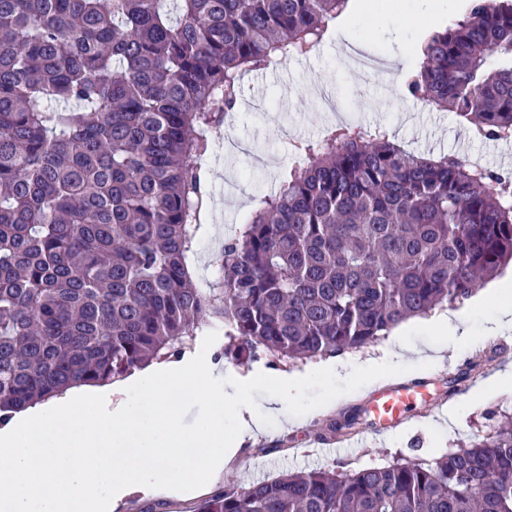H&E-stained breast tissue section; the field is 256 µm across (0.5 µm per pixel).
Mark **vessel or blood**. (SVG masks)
Returning a JSON list of instances; mask_svg holds the SVG:
<instances>
[{
	"label": "vessel or blood",
	"instance_id": "b4317fda",
	"mask_svg": "<svg viewBox=\"0 0 512 512\" xmlns=\"http://www.w3.org/2000/svg\"><path fill=\"white\" fill-rule=\"evenodd\" d=\"M429 380L404 381L375 389L365 404L370 417V431L384 436L406 421V412L416 401L428 400Z\"/></svg>",
	"mask_w": 512,
	"mask_h": 512
}]
</instances>
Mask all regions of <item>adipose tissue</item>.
Segmentation results:
<instances>
[{
    "label": "adipose tissue",
    "mask_w": 512,
    "mask_h": 512,
    "mask_svg": "<svg viewBox=\"0 0 512 512\" xmlns=\"http://www.w3.org/2000/svg\"><path fill=\"white\" fill-rule=\"evenodd\" d=\"M482 302L475 296L467 307L434 313L421 324L448 332L455 344L475 343L469 311ZM308 377H267L272 394L258 407L219 365L161 362L112 385L75 387L22 409L0 427V512H115L137 491H199L223 478L239 446L262 434L268 419L301 422L285 403ZM186 390L207 407L189 426L175 400ZM140 403L148 413H136ZM131 435L134 457L120 458L116 451ZM191 446L207 451L202 469L187 463Z\"/></svg>",
    "instance_id": "ef3b65f1"
}]
</instances>
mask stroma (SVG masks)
I'll list each match as a JSON object with an SVG mask.
<instances>
[{
  "instance_id": "obj_1",
  "label": "stroma",
  "mask_w": 512,
  "mask_h": 512,
  "mask_svg": "<svg viewBox=\"0 0 512 512\" xmlns=\"http://www.w3.org/2000/svg\"><path fill=\"white\" fill-rule=\"evenodd\" d=\"M404 2V24H395L391 14L371 12L351 22L355 48L381 56L393 67L387 80L365 77L344 66L341 48L332 39L316 52L281 59L245 77L231 122L213 132L212 150L203 160L212 207L189 257L199 287H206L217 275L215 260L225 234L247 220L255 198L275 189L279 172L294 163L291 140L317 138L328 126L381 125L406 151L447 154L463 161L477 157L486 168L512 171V141L473 137L454 113L435 111L404 95L402 73L417 62L412 46L426 29L442 28L451 18L447 10H436L437 0ZM224 332L218 321L205 327L190 355L203 364L220 361L225 370L247 383L254 405H263L269 396L258 376L305 369L301 363L272 366L264 357L239 361L225 354ZM505 345L512 347V332L486 337L477 346L458 351L443 367L427 372L435 406L416 403L409 420L383 437L368 431L364 403L370 386L343 379L330 386L311 381L289 404L292 410L307 411L305 421L284 428L269 420L265 434L241 445L238 463L225 470L223 482L246 487L288 472L323 468L348 473L382 467L397 458L433 463L487 432L500 417L512 414V391L484 400L473 396L487 378L506 369L500 354ZM344 413L353 415L355 423L340 435L333 423Z\"/></svg>"
}]
</instances>
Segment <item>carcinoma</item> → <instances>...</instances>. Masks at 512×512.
<instances>
[{
  "label": "carcinoma",
  "mask_w": 512,
  "mask_h": 512,
  "mask_svg": "<svg viewBox=\"0 0 512 512\" xmlns=\"http://www.w3.org/2000/svg\"><path fill=\"white\" fill-rule=\"evenodd\" d=\"M348 0H0V421L191 348L307 362L461 304L512 263V174L382 126L292 144L278 190L193 281L210 131L245 75L324 43ZM405 94L512 140V0H469ZM196 512H512V416L432 465L283 474Z\"/></svg>",
  "instance_id": "obj_1"
}]
</instances>
